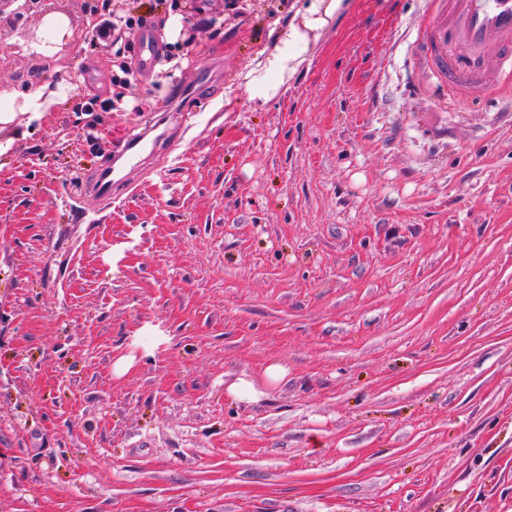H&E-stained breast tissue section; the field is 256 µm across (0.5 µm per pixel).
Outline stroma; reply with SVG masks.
Segmentation results:
<instances>
[{
  "instance_id": "35a3bbf8",
  "label": "stroma",
  "mask_w": 512,
  "mask_h": 512,
  "mask_svg": "<svg viewBox=\"0 0 512 512\" xmlns=\"http://www.w3.org/2000/svg\"><path fill=\"white\" fill-rule=\"evenodd\" d=\"M113 2L6 40L1 99L76 80L0 124V512H512V110L420 86L423 0ZM308 9L309 16L304 18V27L299 28L293 26L290 33H288V41L294 43H306L308 41V30L318 29L327 23V19L339 8L341 0H312ZM323 14V16H320ZM317 17H314L316 16ZM159 57L158 29L153 23H146L137 40L135 64L142 71H147L157 62ZM118 173L113 166L112 169L101 172L95 182V194L100 199L111 198L124 180L122 177H117Z\"/></svg>"
}]
</instances>
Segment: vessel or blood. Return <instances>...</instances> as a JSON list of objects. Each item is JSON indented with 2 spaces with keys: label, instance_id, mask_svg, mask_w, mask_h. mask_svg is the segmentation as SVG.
Segmentation results:
<instances>
[{
  "label": "vessel or blood",
  "instance_id": "1",
  "mask_svg": "<svg viewBox=\"0 0 512 512\" xmlns=\"http://www.w3.org/2000/svg\"><path fill=\"white\" fill-rule=\"evenodd\" d=\"M414 56L430 86L454 88L458 106L486 102L493 87L512 82V0H428ZM158 57V29L145 24L135 63L146 71Z\"/></svg>",
  "mask_w": 512,
  "mask_h": 512
}]
</instances>
